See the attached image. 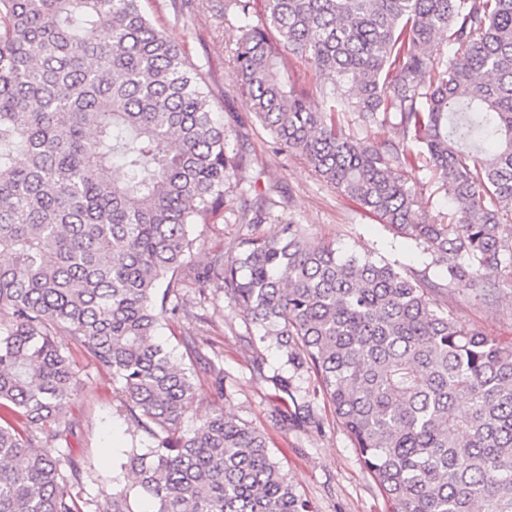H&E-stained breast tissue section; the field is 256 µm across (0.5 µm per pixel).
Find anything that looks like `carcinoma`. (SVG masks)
Masks as SVG:
<instances>
[{
    "instance_id": "cac0c4a2",
    "label": "carcinoma",
    "mask_w": 512,
    "mask_h": 512,
    "mask_svg": "<svg viewBox=\"0 0 512 512\" xmlns=\"http://www.w3.org/2000/svg\"><path fill=\"white\" fill-rule=\"evenodd\" d=\"M264 2L261 25L250 0L224 3L248 110L448 281L492 297L490 278L512 276V0ZM289 57L314 66L328 107L288 82ZM345 112L398 142L347 133ZM228 140L207 80L141 0H0V512L91 505L72 492L77 461L39 446L53 424L54 439L71 431L62 333L155 442L125 452L130 479L105 512L141 497L154 512H310L258 428L221 410L181 431L192 374L156 332L186 281L222 291L293 372L315 373L393 512H512V346L441 311L437 285L291 222L193 263L190 226L269 215ZM423 167L454 204L446 224L420 217L393 173ZM272 381L291 421L312 423L309 395Z\"/></svg>"
}]
</instances>
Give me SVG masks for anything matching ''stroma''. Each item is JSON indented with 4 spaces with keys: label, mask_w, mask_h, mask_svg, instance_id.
<instances>
[{
    "label": "stroma",
    "mask_w": 512,
    "mask_h": 512,
    "mask_svg": "<svg viewBox=\"0 0 512 512\" xmlns=\"http://www.w3.org/2000/svg\"><path fill=\"white\" fill-rule=\"evenodd\" d=\"M142 4L153 23L203 72L231 132L230 145L243 154L244 176L273 199L260 233L272 236L280 225L295 222L338 250L376 249L401 270L441 284L442 292L434 297L441 310L498 341L512 342V283L501 282L488 302L476 296L468 283L448 281L444 267L433 264L415 241L378 224L319 177L302 157L278 150L240 94V77L232 63L239 20L225 11L224 0H142ZM406 179L416 189L419 213L435 223L447 222L448 197L432 173L422 170L407 174ZM246 232V225L225 223L220 216L196 225L197 262L205 263L211 253L226 249ZM158 334L174 360L189 368L195 379L194 397L180 421L182 430H192L204 416L224 411L264 433L274 460L313 512H391V503L379 492L324 397L312 401L314 425L282 424L275 413L279 402L271 381L283 363L282 354L276 345L260 342L259 329L223 293L210 290L202 296L197 289H185L182 307L162 317ZM198 335L204 336L205 345L196 352L187 349L190 337ZM60 343L79 379L64 417L74 434L65 442L43 438L41 449L54 459L71 455L80 460L83 495L102 512L113 478L123 475L121 450L147 449L152 441L144 432L133 431L127 417L116 412L111 375L99 369L70 337H61ZM208 360L223 368V388H216L205 371Z\"/></svg>",
    "instance_id": "stroma-1"
}]
</instances>
